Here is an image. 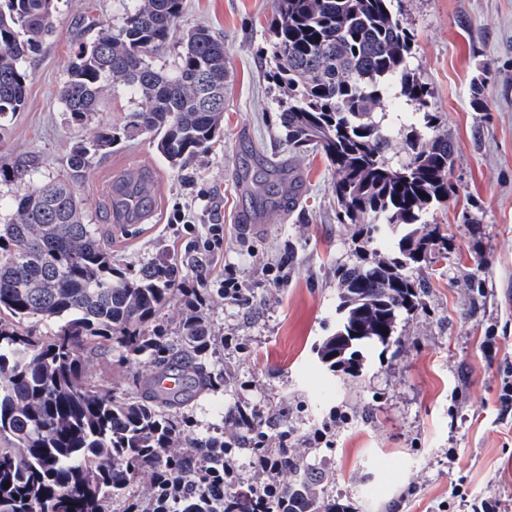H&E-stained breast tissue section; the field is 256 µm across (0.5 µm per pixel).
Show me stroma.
<instances>
[{
    "label": "stroma",
    "instance_id": "35a3bbf8",
    "mask_svg": "<svg viewBox=\"0 0 512 512\" xmlns=\"http://www.w3.org/2000/svg\"><path fill=\"white\" fill-rule=\"evenodd\" d=\"M413 31L412 68L430 91L434 128L454 144L449 175L456 196L427 222L445 247L423 263L419 308L402 314L388 347L367 354L357 376L333 372L316 347L336 326V270L357 264L356 228L339 223L332 173L317 153L292 149L277 126L279 93L265 79L273 0H185L180 30L210 27L224 41L230 82L224 131L204 156L171 167L149 136L123 142L94 162L78 194L119 264L159 253L178 256L196 276L198 239L224 227L219 254L239 269L252 297L241 305L207 275L204 316L219 339L210 367L224 386L197 396L187 412L192 435L220 433L224 418L258 409L269 435L291 432L305 467L325 474L336 512H468L487 494L512 507V413L502 412L501 366L512 363V0H399ZM122 0H54V32L28 59V101L0 127V162H31L43 178L63 172L72 145L99 124L122 126L135 108L124 88L105 98L88 123L73 122L57 98L80 45L97 23L120 26ZM484 73L483 109L470 104ZM282 158L303 186L288 208L254 233L242 165ZM132 168L150 171L154 203L131 233L114 230L109 186ZM184 208L195 226L170 223ZM480 287H471V280ZM231 335L235 344L223 345ZM93 384L123 397L139 393L151 369L121 348L84 353ZM340 416L332 445L314 443Z\"/></svg>",
    "mask_w": 512,
    "mask_h": 512
}]
</instances>
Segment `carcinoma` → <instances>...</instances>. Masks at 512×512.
Instances as JSON below:
<instances>
[{"mask_svg":"<svg viewBox=\"0 0 512 512\" xmlns=\"http://www.w3.org/2000/svg\"><path fill=\"white\" fill-rule=\"evenodd\" d=\"M128 2L120 27L100 26L79 48L58 96L82 123L120 84L136 102L131 119L74 145L67 175L30 181L0 224V512H107L133 481L147 480L159 496L162 479L207 478L234 451L222 436L193 441L192 453L177 447L192 420L175 410L224 384L207 371L214 349L191 299L183 298L178 343L157 323L182 295L181 263L163 255L138 269L120 266L77 196L93 160L128 138L151 135L180 169L223 131L224 42L206 27L189 29L173 68H156L149 57L172 40L183 0ZM274 2L265 58L268 78L288 91L278 105L280 128L289 146L325 158L339 222L359 225L374 255L341 271L336 330L317 348L321 362L357 374L365 353L391 343L399 316L421 305L424 285L413 270L436 246L426 215L456 194L454 146L445 135L423 141L416 132L418 124L434 127L437 116L410 66L413 34L394 0ZM52 28L51 0H0V120L25 108L26 59ZM397 98L411 118L394 165L387 157L393 136L376 116ZM152 202L147 173L112 194V218L137 224ZM30 319L52 323V333L31 335L23 328ZM88 345H115L166 373L184 368L188 382L166 396L118 397L86 380L81 351ZM251 452L279 460L290 478L261 499L239 485L220 501L185 493L180 512H336L288 449Z\"/></svg>","mask_w":512,"mask_h":512,"instance_id":"obj_1","label":"carcinoma"}]
</instances>
